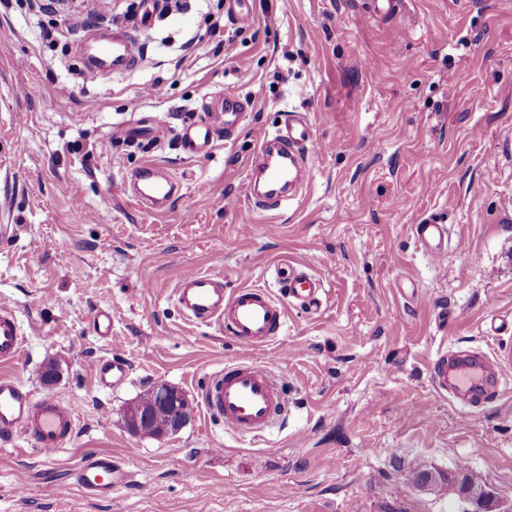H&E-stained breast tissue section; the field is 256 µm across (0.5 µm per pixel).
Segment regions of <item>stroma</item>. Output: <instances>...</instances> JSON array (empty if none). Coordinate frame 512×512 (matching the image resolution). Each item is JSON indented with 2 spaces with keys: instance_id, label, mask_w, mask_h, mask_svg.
<instances>
[{
  "instance_id": "35a3bbf8",
  "label": "stroma",
  "mask_w": 512,
  "mask_h": 512,
  "mask_svg": "<svg viewBox=\"0 0 512 512\" xmlns=\"http://www.w3.org/2000/svg\"><path fill=\"white\" fill-rule=\"evenodd\" d=\"M162 2L0 0V307L25 334L6 373L78 410L71 446L0 450V512H467L439 481L418 483L419 467L466 469L512 512V386L468 414L431 380L444 352L512 350L493 330L512 322V0H393L387 18L365 0H246L244 28L226 0ZM119 31L143 64L94 73L85 43ZM231 86L253 104L244 128L185 154L183 120ZM295 112L328 150L291 205L258 213L245 162L259 131ZM144 115L161 142H113ZM149 163L178 181L159 214L124 188ZM426 220L448 227L438 262L413 235ZM284 258L321 280L324 303H287L267 346L193 323L175 301L188 268L278 293ZM101 308L108 338L91 327ZM116 354L131 378L99 389L89 364ZM243 357L288 396L262 438L198 406L210 374ZM158 383L194 403L193 419L131 433L126 408ZM93 450L130 472L108 501L70 477Z\"/></svg>"
}]
</instances>
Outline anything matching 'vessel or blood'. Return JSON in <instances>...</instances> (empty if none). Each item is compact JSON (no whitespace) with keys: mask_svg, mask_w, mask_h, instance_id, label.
Listing matches in <instances>:
<instances>
[{"mask_svg":"<svg viewBox=\"0 0 512 512\" xmlns=\"http://www.w3.org/2000/svg\"><path fill=\"white\" fill-rule=\"evenodd\" d=\"M102 71H121L138 62L132 37L117 36L111 46L98 50ZM250 101L232 89H225L217 106H204L197 118L185 122L181 141L185 152L197 155L211 152L219 138H232L241 129ZM122 136L127 140L161 138V128L144 117L126 126ZM259 146L246 163L264 189L249 194L253 210L269 213L286 204L282 187L311 175L312 161L319 142L312 124L302 115H289L276 136L262 135ZM135 179L146 187L144 200L149 208H157L172 194L175 183L156 167L149 166ZM418 244L428 250L432 259H441L448 248L446 225L428 221L414 225ZM281 297H273L266 289L244 286L225 292L224 277L215 273L184 271L175 287V300L183 314L196 323L216 326L248 348L263 347L279 336L285 324L284 300L300 303L306 309L319 311L323 304L322 283L308 273L303 264L285 260L276 269ZM25 338L12 311L0 308V366L18 361ZM91 369L99 387L112 388L130 377L127 359H97ZM431 377L438 391H451L466 398L473 395L495 400L505 382L512 378V356L460 351L445 354L434 361ZM206 413L222 421L240 436H256L266 432L288 407L287 396L265 366L248 359L224 366L207 380L199 395ZM77 414L73 404L51 396H36L22 381L0 375V440L21 437L40 452L50 454L63 449L76 436ZM76 483L85 497L93 500L111 498L113 491L126 485L129 473L106 452L88 453L81 457L73 471Z\"/></svg>","mask_w":512,"mask_h":512,"instance_id":"b4317fda","label":"vessel or blood"}]
</instances>
